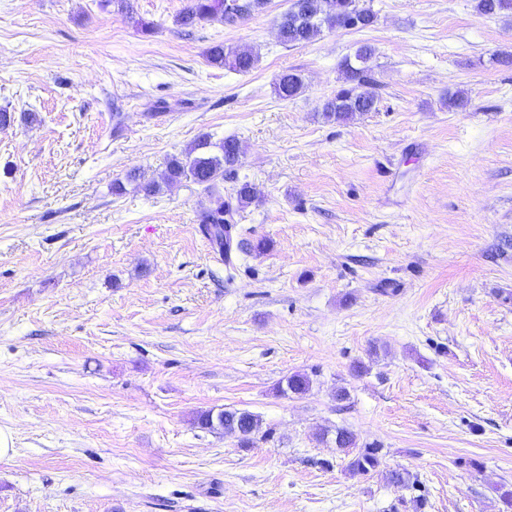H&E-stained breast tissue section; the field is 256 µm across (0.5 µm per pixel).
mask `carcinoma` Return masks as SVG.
Segmentation results:
<instances>
[{"label":"carcinoma","instance_id":"cac0c4a2","mask_svg":"<svg viewBox=\"0 0 512 512\" xmlns=\"http://www.w3.org/2000/svg\"><path fill=\"white\" fill-rule=\"evenodd\" d=\"M265 0H239L237 7H228L225 0H190L178 17V23L184 28H193L201 23L219 21L234 24L242 17H248L263 8ZM477 9L484 15L508 13L512 15V0H477ZM375 21L374 13L357 4V0H296L295 8L284 13L278 24V35L282 44L296 45L312 41L330 28H365ZM372 55L369 46L360 47L354 58L346 59L342 64V75L347 87L340 89L322 105L321 116L327 121L346 122L372 111L377 103L375 85L368 76L366 63ZM209 61L227 67L233 71L247 73L251 71L258 56L250 49H227L217 43L208 50ZM303 83L299 75L283 74L274 86L275 95L281 100L296 96ZM240 161L239 143L234 138L212 141L208 134L199 137L179 157L172 158L162 176V182H140L136 173L130 171L124 179L112 183V194L121 196L127 186L154 195L162 186L191 179L204 187L212 198L211 206L198 212L197 224L200 232L210 242L212 248L230 262L231 251L228 228L234 226L238 210L251 204L255 192L247 183L233 190L229 198H224L218 189V182L224 176L232 174ZM312 381L305 373H294L286 379V391L301 395L311 388ZM201 429L209 431L222 429L226 433L236 434L244 445L250 444L251 435L259 431L258 416L238 409H226L213 414L201 413L196 418ZM336 448L348 457L347 471L352 475L366 476L378 470L381 465L380 449L357 446L355 435L345 427L336 428Z\"/></svg>","mask_w":512,"mask_h":512}]
</instances>
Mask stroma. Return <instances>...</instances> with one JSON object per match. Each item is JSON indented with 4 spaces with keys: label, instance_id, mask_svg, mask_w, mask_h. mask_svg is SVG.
I'll list each match as a JSON object with an SVG mask.
<instances>
[{
    "label": "stroma",
    "instance_id": "1",
    "mask_svg": "<svg viewBox=\"0 0 512 512\" xmlns=\"http://www.w3.org/2000/svg\"><path fill=\"white\" fill-rule=\"evenodd\" d=\"M363 2L373 26L288 46L289 0L189 30V0H0V512H503L512 16ZM216 43L259 61L212 64ZM363 44L376 109L324 121ZM204 134L241 147L221 193L257 194L235 240L271 243L230 267L202 186L112 193ZM296 372L310 390L279 392ZM227 408L260 417L248 446L196 425ZM340 426L380 472L348 473Z\"/></svg>",
    "mask_w": 512,
    "mask_h": 512
}]
</instances>
